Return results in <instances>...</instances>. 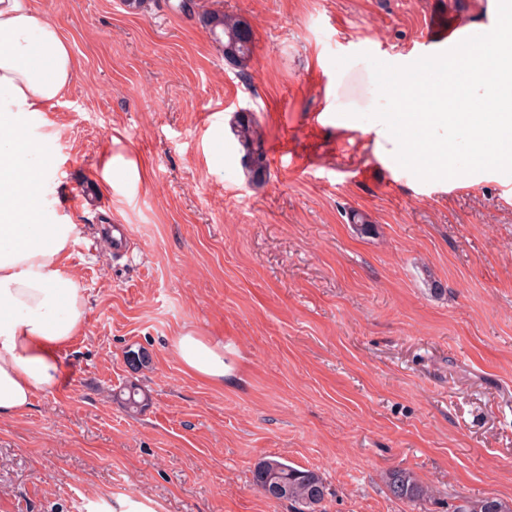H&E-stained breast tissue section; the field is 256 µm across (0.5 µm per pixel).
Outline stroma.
I'll list each match as a JSON object with an SVG mask.
<instances>
[{
    "label": "stroma",
    "mask_w": 512,
    "mask_h": 512,
    "mask_svg": "<svg viewBox=\"0 0 512 512\" xmlns=\"http://www.w3.org/2000/svg\"><path fill=\"white\" fill-rule=\"evenodd\" d=\"M175 2L32 0L78 62L32 134L87 312L58 385L0 418V512H291L252 482L270 455L323 477L326 512L512 504V175L421 181L364 117L362 53L404 65L430 0H206L251 26L243 73ZM244 108L284 149L259 185ZM187 332L223 342V384L184 370ZM129 383L150 395L134 417ZM394 468L434 500L394 499ZM233 134L243 150V167L249 182L261 184L267 177V162L260 140L258 123L252 112H236L232 123ZM114 399L129 414L141 413L148 406V395L136 384H130L113 394ZM451 512H512V505L488 497L459 496Z\"/></svg>",
    "instance_id": "1"
}]
</instances>
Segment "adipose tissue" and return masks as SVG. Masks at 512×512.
<instances>
[{
	"mask_svg": "<svg viewBox=\"0 0 512 512\" xmlns=\"http://www.w3.org/2000/svg\"><path fill=\"white\" fill-rule=\"evenodd\" d=\"M76 68L69 43L31 0H0V417L56 385L59 352L84 326V290L68 263L78 228L44 208L45 144L28 131ZM174 350L188 371L223 383L222 344L189 332Z\"/></svg>",
	"mask_w": 512,
	"mask_h": 512,
	"instance_id": "ef3b65f1",
	"label": "adipose tissue"
}]
</instances>
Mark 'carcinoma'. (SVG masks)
<instances>
[{
	"instance_id": "1",
	"label": "carcinoma",
	"mask_w": 512,
	"mask_h": 512,
	"mask_svg": "<svg viewBox=\"0 0 512 512\" xmlns=\"http://www.w3.org/2000/svg\"><path fill=\"white\" fill-rule=\"evenodd\" d=\"M201 18L214 41L219 43L224 60L239 71H245L253 56L249 24L235 14L224 12L203 14ZM232 130L244 150L242 163L249 182H264L267 162L253 113H235ZM113 397L131 415L141 413L149 401L148 395L135 384L120 389ZM252 480L261 493L271 492L274 501L289 503L294 512H325L326 486L322 476L314 470L297 468L270 455L255 465ZM385 484L394 499L406 503L420 504L433 495L431 487L405 468L390 470ZM451 512H512V505L494 498L460 496Z\"/></svg>"
}]
</instances>
